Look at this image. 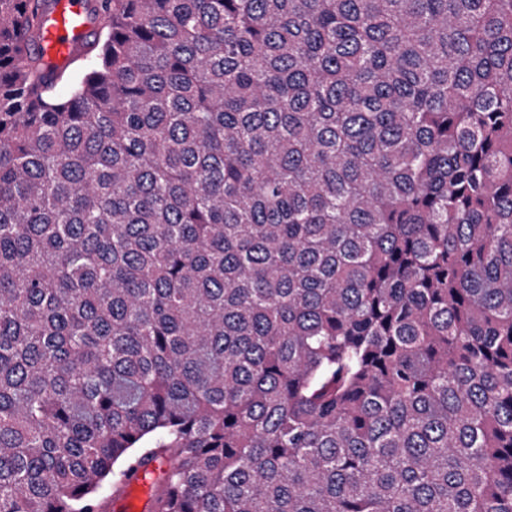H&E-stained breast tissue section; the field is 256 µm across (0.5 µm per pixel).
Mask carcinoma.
<instances>
[{"label":"carcinoma","mask_w":512,"mask_h":512,"mask_svg":"<svg viewBox=\"0 0 512 512\" xmlns=\"http://www.w3.org/2000/svg\"><path fill=\"white\" fill-rule=\"evenodd\" d=\"M0 0V512H512V0ZM91 9L88 0H48L44 33L29 46L30 52L49 66L66 64L94 34L89 21ZM165 466L159 467L155 462L151 465L147 471H140L136 477L131 479L123 491L114 496L113 498V510L112 500L109 501L105 510L106 512H116L117 504L119 510L124 512H150L152 511V497L146 492V489L159 477V473L163 471ZM159 471V473L157 472Z\"/></svg>","instance_id":"carcinoma-1"}]
</instances>
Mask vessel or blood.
<instances>
[{
	"label": "vessel or blood",
	"mask_w": 512,
	"mask_h": 512,
	"mask_svg": "<svg viewBox=\"0 0 512 512\" xmlns=\"http://www.w3.org/2000/svg\"><path fill=\"white\" fill-rule=\"evenodd\" d=\"M91 9L90 0H47L44 33L31 44V53L51 66L66 64L94 34L89 21ZM157 478V466L139 472L120 494L114 496V503L121 512H151L152 498L147 489Z\"/></svg>",
	"instance_id": "b4317fda"
}]
</instances>
